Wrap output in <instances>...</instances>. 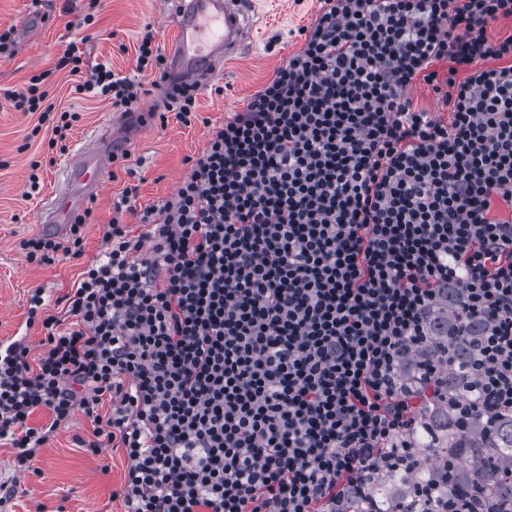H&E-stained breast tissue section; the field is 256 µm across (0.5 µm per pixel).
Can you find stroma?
<instances>
[{
    "label": "stroma",
    "mask_w": 512,
    "mask_h": 512,
    "mask_svg": "<svg viewBox=\"0 0 512 512\" xmlns=\"http://www.w3.org/2000/svg\"><path fill=\"white\" fill-rule=\"evenodd\" d=\"M316 0H259L262 18L253 43L224 66L223 94H199V121L186 126L169 118L154 126L142 140L129 146L126 166L114 167L93 214L84 226L83 254L57 256L50 264L28 262L20 247L23 240L46 234L36 216L52 192L59 175L49 146L51 129L38 113L18 112L0 98V341L25 339L31 347L29 363H36L40 325L28 324L34 294H42L50 314L63 316L62 298L79 282L85 265L103 249L105 227L112 217V202L130 183V170L142 178L139 202L161 203L170 198L189 171L187 160L198 155L208 129L220 126L229 113L244 109L259 90L301 44L298 28L310 23ZM44 21L32 36L24 28L32 16L30 0H0V31L14 28L15 42L0 54V90H23L33 75L49 72L45 85L56 109L79 113L67 138L76 149L101 129L113 111L110 101L81 98L72 91L77 78L56 64L73 36L84 39L83 60L109 64L121 75L134 74L136 48L145 25H152L159 40H166L169 18L160 12V0H42ZM92 22H84V15ZM42 182L39 194L22 200L20 193L30 170ZM93 426L74 414L44 445L34 472L17 476L11 448L0 445V484L19 480L20 494L0 504V512H123L121 500L112 496L124 482L127 462L122 449L106 448L93 456L79 445L91 439Z\"/></svg>",
    "instance_id": "obj_1"
}]
</instances>
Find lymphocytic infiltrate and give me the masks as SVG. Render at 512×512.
I'll return each mask as SVG.
<instances>
[{"label":"lymphocytic infiltrate","instance_id":"obj_1","mask_svg":"<svg viewBox=\"0 0 512 512\" xmlns=\"http://www.w3.org/2000/svg\"><path fill=\"white\" fill-rule=\"evenodd\" d=\"M509 18L512 0H320L173 197L117 196L64 317L34 298L37 366L22 342L0 356L16 473L79 412L87 453L124 451V512H341L356 480L420 466L437 386L394 373L445 288L461 327L487 325L478 408L512 411V35L488 34ZM163 63L148 30L135 75L100 63L74 91L132 112Z\"/></svg>","mask_w":512,"mask_h":512}]
</instances>
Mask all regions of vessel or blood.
Instances as JSON below:
<instances>
[{
	"mask_svg": "<svg viewBox=\"0 0 512 512\" xmlns=\"http://www.w3.org/2000/svg\"><path fill=\"white\" fill-rule=\"evenodd\" d=\"M252 0H163L161 11L171 19L160 97L182 90H204L221 79L224 62L253 37ZM155 113L141 108L112 115L106 129L76 149L61 179L45 202L39 221L55 235H66L87 202L102 191L105 175L133 141L153 127Z\"/></svg>",
	"mask_w": 512,
	"mask_h": 512,
	"instance_id": "vessel-or-blood-1",
	"label": "vessel or blood"
}]
</instances>
